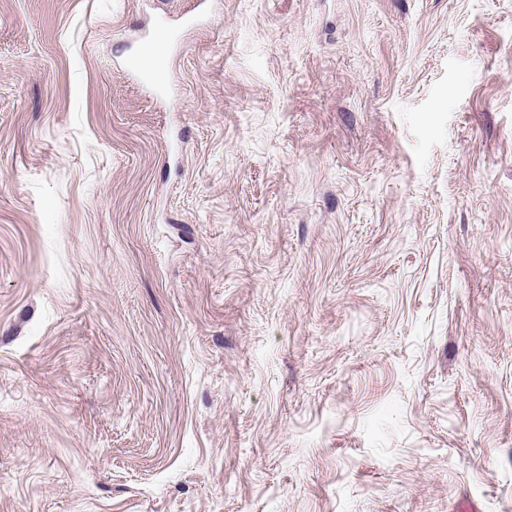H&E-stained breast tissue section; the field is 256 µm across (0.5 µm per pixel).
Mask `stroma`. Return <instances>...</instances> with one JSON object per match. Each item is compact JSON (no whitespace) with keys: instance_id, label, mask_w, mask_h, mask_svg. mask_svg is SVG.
<instances>
[{"instance_id":"35a3bbf8","label":"stroma","mask_w":512,"mask_h":512,"mask_svg":"<svg viewBox=\"0 0 512 512\" xmlns=\"http://www.w3.org/2000/svg\"><path fill=\"white\" fill-rule=\"evenodd\" d=\"M0 0V512H512V0Z\"/></svg>"}]
</instances>
